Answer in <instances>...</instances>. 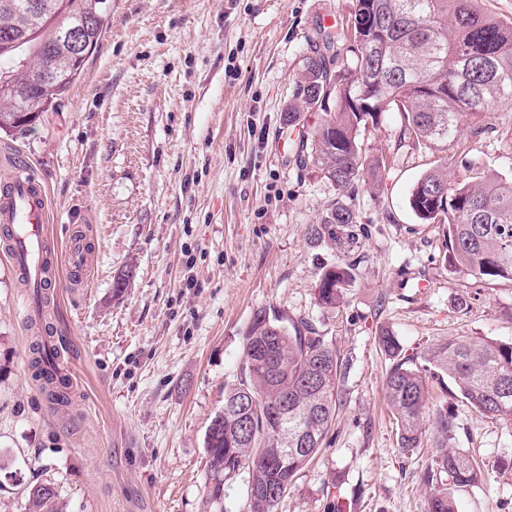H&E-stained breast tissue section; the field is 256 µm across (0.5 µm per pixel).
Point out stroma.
Listing matches in <instances>:
<instances>
[{
  "instance_id": "obj_1",
  "label": "stroma",
  "mask_w": 512,
  "mask_h": 512,
  "mask_svg": "<svg viewBox=\"0 0 512 512\" xmlns=\"http://www.w3.org/2000/svg\"><path fill=\"white\" fill-rule=\"evenodd\" d=\"M353 4L112 0L74 85L28 128L0 134V179L17 158L50 193L63 271L45 318L68 341L71 383L59 403L35 377L29 291L0 250V512H25L40 483L63 512H247L246 473L210 499L204 437L260 309L309 321L350 363L336 420L278 512H331L340 497L351 512H427L432 436L401 452L378 331L410 354L451 336L512 342V280L448 270L441 227L408 206L438 154L399 141L400 113L363 134L385 165L379 186L343 197L300 164L320 116L289 124L296 80ZM448 152L511 179L512 109L485 113ZM338 199L357 217L355 238L310 239ZM78 239L81 284L68 271ZM348 261L345 304L322 309V266ZM447 398L456 447L489 472L459 512H512V425Z\"/></svg>"
}]
</instances>
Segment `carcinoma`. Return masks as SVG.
Wrapping results in <instances>:
<instances>
[{"label":"carcinoma","instance_id":"1","mask_svg":"<svg viewBox=\"0 0 512 512\" xmlns=\"http://www.w3.org/2000/svg\"><path fill=\"white\" fill-rule=\"evenodd\" d=\"M26 0H0V130H22L36 121L31 107L44 91L37 77L52 67L51 96L65 93L85 61L65 45L56 17L71 16L88 26L87 43L98 45L111 11L110 0H44L39 17ZM479 0H355L354 25L345 39L349 58L339 70L320 53L306 58L296 81L297 103L288 111L322 112L313 128L307 160L342 192L363 180L377 182L383 168L369 158L361 132L381 113L402 114L399 141L439 150L468 122L493 108H512V20L482 10ZM409 208L424 224L442 226L449 270L481 282L512 280V179L476 175L454 180L448 161L426 171L413 186ZM357 223L340 200L307 228L313 239L336 238V228ZM355 281L354 265L323 266L315 288L317 304L334 310L344 304ZM257 311L245 328L243 357L235 383L224 389V410L205 435L209 492L224 494V481L244 470L249 512H278L299 472L319 452L336 418L348 361L306 320ZM378 344L390 360L385 399L396 420L398 445L420 447L423 422L433 432L434 450L422 479L430 488L428 512H458L456 496L484 483L476 459L453 446L454 416L448 402L428 406L427 379L447 380L455 393L481 415L512 425V342L460 336L403 352L384 329ZM53 350L34 358L36 375L54 388L42 363ZM288 399V428L309 440L306 449L280 453L273 410ZM28 512H61L49 483L28 489Z\"/></svg>","mask_w":512,"mask_h":512}]
</instances>
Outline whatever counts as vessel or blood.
<instances>
[{
  "label": "vessel or blood",
  "instance_id": "obj_1",
  "mask_svg": "<svg viewBox=\"0 0 512 512\" xmlns=\"http://www.w3.org/2000/svg\"><path fill=\"white\" fill-rule=\"evenodd\" d=\"M49 205L45 186L24 165L0 183V236L8 257L31 287L58 282V261L48 244Z\"/></svg>",
  "mask_w": 512,
  "mask_h": 512
}]
</instances>
